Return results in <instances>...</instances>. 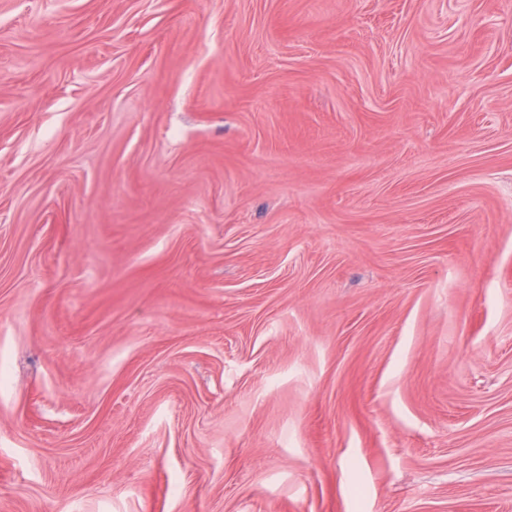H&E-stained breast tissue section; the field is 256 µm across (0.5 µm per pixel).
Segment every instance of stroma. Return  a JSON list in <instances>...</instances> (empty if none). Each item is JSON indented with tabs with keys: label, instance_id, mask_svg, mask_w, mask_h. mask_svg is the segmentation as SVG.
Wrapping results in <instances>:
<instances>
[{
	"label": "stroma",
	"instance_id": "35a3bbf8",
	"mask_svg": "<svg viewBox=\"0 0 512 512\" xmlns=\"http://www.w3.org/2000/svg\"><path fill=\"white\" fill-rule=\"evenodd\" d=\"M0 512H512V0H0Z\"/></svg>",
	"mask_w": 512,
	"mask_h": 512
}]
</instances>
